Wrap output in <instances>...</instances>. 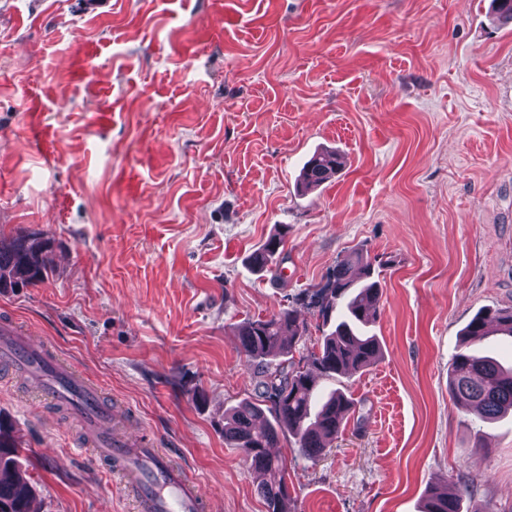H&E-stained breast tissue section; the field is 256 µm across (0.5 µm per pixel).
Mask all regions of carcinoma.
<instances>
[{
	"label": "carcinoma",
	"instance_id": "obj_1",
	"mask_svg": "<svg viewBox=\"0 0 512 512\" xmlns=\"http://www.w3.org/2000/svg\"><path fill=\"white\" fill-rule=\"evenodd\" d=\"M344 167L336 151L313 154L305 163L301 184L319 186L335 178ZM286 229L270 236L249 255V263L263 271L274 263L284 244ZM52 243L46 237L22 231L0 238V292L34 287L47 279L51 270ZM382 288L375 279L371 261L359 255L336 264L326 283L313 292L310 303L319 307L323 321L335 318V328L323 337L319 352L311 355L309 367L274 371L263 368V361L290 352L300 326L294 311L283 309L266 319L247 321L238 326L241 349L250 364L260 368L259 397L273 402L274 419L256 425L263 417L257 402L245 401L224 421V440L238 448L250 461L266 512H288L286 464L269 453L284 432L296 438L300 455L315 459L345 428L354 401L335 391L316 401L315 372L327 377L348 375L374 364L381 354L376 336L369 327L377 322ZM496 331L512 337V311L477 313L463 332V345L452 358L448 390L453 399L467 406L484 422H492L512 411V368H505L495 357L467 347ZM21 443L14 428L0 419V512H36V488L20 462ZM461 494L435 490L427 497L422 512H460Z\"/></svg>",
	"mask_w": 512,
	"mask_h": 512
}]
</instances>
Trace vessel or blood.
I'll return each mask as SVG.
<instances>
[{
    "mask_svg": "<svg viewBox=\"0 0 512 512\" xmlns=\"http://www.w3.org/2000/svg\"><path fill=\"white\" fill-rule=\"evenodd\" d=\"M0 362L26 378L35 396L69 404L94 453L110 462L133 512H207L209 503L196 482L166 450L132 433L104 402L98 386L7 323L0 324Z\"/></svg>",
    "mask_w": 512,
    "mask_h": 512,
    "instance_id": "1",
    "label": "vessel or blood"
}]
</instances>
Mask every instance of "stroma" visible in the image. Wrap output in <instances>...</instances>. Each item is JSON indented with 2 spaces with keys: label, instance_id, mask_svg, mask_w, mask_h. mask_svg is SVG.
<instances>
[{
  "label": "stroma",
  "instance_id": "obj_1",
  "mask_svg": "<svg viewBox=\"0 0 512 512\" xmlns=\"http://www.w3.org/2000/svg\"><path fill=\"white\" fill-rule=\"evenodd\" d=\"M339 150L331 182L303 164ZM272 268L247 262L279 226ZM53 241L45 283L0 293L198 479L211 512H266L224 412L255 397L235 329L295 310L357 252L384 261L381 358L323 391L356 402L320 458L291 436V512H512V414L448 393L462 333L512 308V21L490 0H0V235ZM38 512H131L61 404L0 370ZM343 167V157L338 152L324 150L315 153L303 167L301 184L305 188L319 186L335 178ZM462 492L456 495H449L439 490L431 491L427 497L422 512H461L460 504Z\"/></svg>",
  "mask_w": 512,
  "mask_h": 512
}]
</instances>
